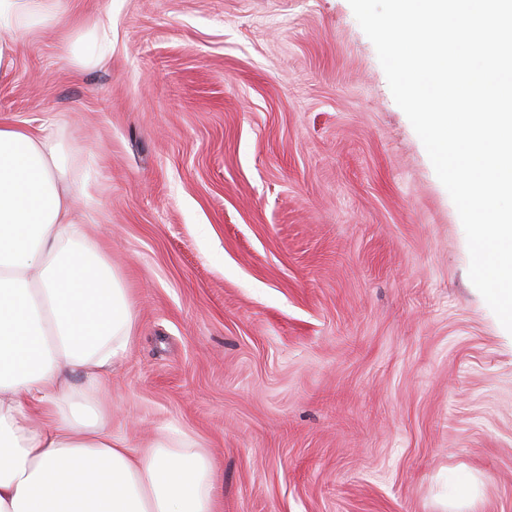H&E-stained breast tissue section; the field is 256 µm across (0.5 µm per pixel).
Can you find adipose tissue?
I'll return each mask as SVG.
<instances>
[{
  "instance_id": "1",
  "label": "adipose tissue",
  "mask_w": 512,
  "mask_h": 512,
  "mask_svg": "<svg viewBox=\"0 0 512 512\" xmlns=\"http://www.w3.org/2000/svg\"><path fill=\"white\" fill-rule=\"evenodd\" d=\"M60 22L55 0H0V74ZM85 196L51 134L0 122V512H215L197 442L132 444L97 400L136 322Z\"/></svg>"
}]
</instances>
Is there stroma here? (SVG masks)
<instances>
[{
    "instance_id": "1",
    "label": "stroma",
    "mask_w": 512,
    "mask_h": 512,
    "mask_svg": "<svg viewBox=\"0 0 512 512\" xmlns=\"http://www.w3.org/2000/svg\"><path fill=\"white\" fill-rule=\"evenodd\" d=\"M56 7L0 122L99 205L136 316L113 434L194 439L217 512H512V333L348 0ZM91 32L92 34L82 52L77 51L76 44H71L68 47L71 61L77 66L84 65L88 56L96 52L102 54L112 46V30L109 27L95 24L91 28Z\"/></svg>"
}]
</instances>
